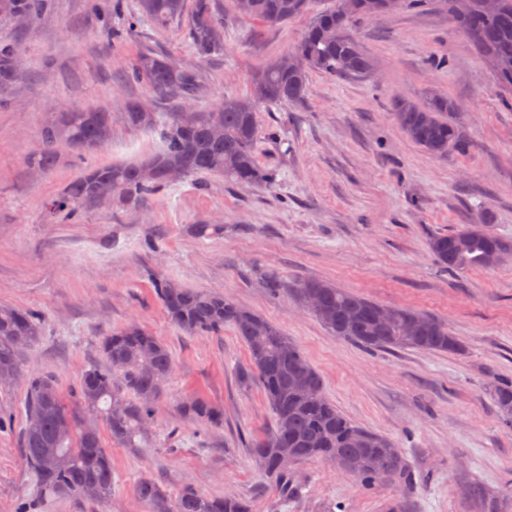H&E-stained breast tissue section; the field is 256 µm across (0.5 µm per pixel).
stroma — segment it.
<instances>
[{
  "mask_svg": "<svg viewBox=\"0 0 512 512\" xmlns=\"http://www.w3.org/2000/svg\"><path fill=\"white\" fill-rule=\"evenodd\" d=\"M136 3L124 0L116 13L110 0H52L31 27L0 19V36L20 45L16 79L0 92V304L41 313L42 334L22 352V368L54 373L63 395L102 363V337L132 320L168 347L173 371L152 441L137 450L111 445L112 495L81 506L39 493L19 449L24 388H0V512L22 502L32 512H148L136 494L143 477L170 493L192 486L240 495L253 512H512V430L490 396L492 384L512 381V259L448 273L428 248L433 235L482 222L512 241V99L472 42L434 0L360 22L372 74H311L302 106L259 112L255 155L273 171V185L189 177L139 203L49 219L47 202L81 168L160 147L158 134L121 120L133 98L160 112L180 108L127 80L126 65L141 50L197 61L202 111L247 94L252 73L289 50L310 20L266 25L237 13L231 0H214L224 53L198 61L183 19L125 31ZM109 29L118 39L104 40ZM430 88L456 105L467 153L430 155L390 120L395 99L418 101ZM96 107L112 114L111 142L80 159L61 150L51 173L31 174L42 127L58 113ZM202 222L223 225V234L195 236ZM269 271L431 314L448 323L462 350L364 349L290 297L271 294L262 285ZM155 276L222 293L275 322L347 418L403 449L401 480L367 488L325 461L294 465L284 485L269 476L247 448L272 428L273 415L258 385L243 378L246 345L229 326L218 336L180 332L155 294ZM190 399L219 409L223 425L182 413Z\"/></svg>",
  "mask_w": 512,
  "mask_h": 512,
  "instance_id": "1",
  "label": "stroma"
}]
</instances>
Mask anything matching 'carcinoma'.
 <instances>
[{"label":"carcinoma","instance_id":"1","mask_svg":"<svg viewBox=\"0 0 512 512\" xmlns=\"http://www.w3.org/2000/svg\"><path fill=\"white\" fill-rule=\"evenodd\" d=\"M311 0H252L248 17L270 25L288 22L305 13ZM427 0H358L355 13L342 16L338 7L312 16L298 41L286 53L265 63L253 75L248 97L220 99L213 107L196 112H156L141 99H132L122 112L131 129L156 131L162 146L135 162L112 163L82 169L64 192L48 203L49 213L71 220L84 209L102 204L96 185L112 182V200L125 203L154 194L170 185L168 173L177 169L184 176H218L234 185L270 183L271 170L254 155L257 112L282 104L301 105L309 78L318 72L330 76L365 75L373 62L357 36L359 21L374 19L401 5L420 7ZM447 8L451 26L474 44L482 57L498 61L492 77L497 86L512 92V0H499L487 12L482 0H471L463 19L453 13L452 0H438ZM50 0H10L5 18L27 22L41 16ZM184 0H138V13L129 16L128 28L143 20L164 28L183 17ZM223 27L212 10V0H195L188 22V38L195 57L204 59L224 51ZM18 43L0 41V88L14 81ZM127 78L145 81L160 95L182 100L198 96L202 75L198 68L172 71L167 55L147 48L129 62ZM453 101L429 91L421 102L398 99L391 117L403 134L426 152L446 157L465 152L470 143L451 120ZM112 122L103 109L63 112L45 125L41 148L32 167L50 172L59 150L65 146L77 157L98 150L102 123ZM429 249L444 270L454 273L486 269L492 252L512 255V245L486 224H462L448 234L430 238ZM264 287L279 292L288 284L276 274L263 278ZM170 320L189 334L219 333L230 326L249 353L246 378L257 383L274 416L272 430L249 445L261 468L284 481L293 464L310 460L329 461L342 469L355 463L350 475L364 484L401 476L405 461L402 448L387 436L361 427L341 413L324 394L318 371L302 350L270 319L247 310L223 294L186 288L173 279L154 282ZM290 288V287H288ZM290 292L304 305L313 294L312 314L328 330L366 349H414L424 352L461 350L448 323L426 313L381 305L362 295L318 279L294 283ZM41 333V315L33 310L0 305V374L21 368L20 353ZM102 365L85 370L65 403L56 378L48 373L26 374V425L22 445L30 473L47 496L96 501L112 496V456L97 425L84 422L83 412H92L104 422L111 441L125 448H139L149 438L145 424L154 416L173 361L166 345L140 323L132 321L112 331L100 343ZM501 423L512 426V383L491 386ZM183 413L211 426L223 415L204 400L182 407ZM95 489L97 496L87 495ZM137 495L151 512H252L248 498L206 496L192 487L170 498L152 479L137 484Z\"/></svg>","mask_w":512,"mask_h":512}]
</instances>
